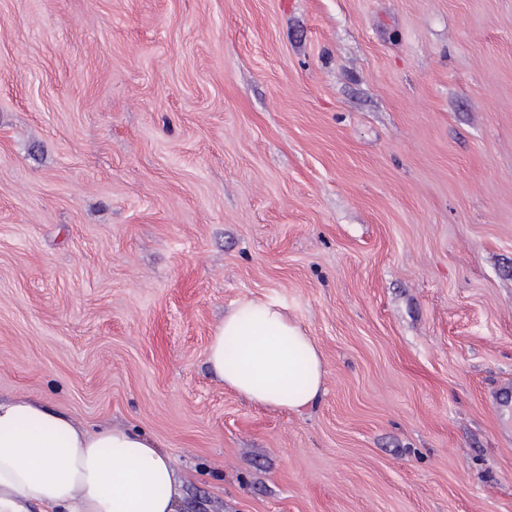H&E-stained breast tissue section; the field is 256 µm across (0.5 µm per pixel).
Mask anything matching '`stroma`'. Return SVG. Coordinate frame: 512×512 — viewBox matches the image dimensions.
I'll list each match as a JSON object with an SVG mask.
<instances>
[{"label":"stroma","mask_w":512,"mask_h":512,"mask_svg":"<svg viewBox=\"0 0 512 512\" xmlns=\"http://www.w3.org/2000/svg\"><path fill=\"white\" fill-rule=\"evenodd\" d=\"M245 298L315 406L213 375ZM0 397L179 512H512V0H0ZM237 341L235 358L226 343ZM207 364L224 385L259 406L301 412L323 392L317 345L275 300L244 299L224 315L208 346Z\"/></svg>","instance_id":"1"}]
</instances>
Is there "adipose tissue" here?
Listing matches in <instances>:
<instances>
[{
  "mask_svg": "<svg viewBox=\"0 0 512 512\" xmlns=\"http://www.w3.org/2000/svg\"><path fill=\"white\" fill-rule=\"evenodd\" d=\"M207 364L259 406L300 412L323 391L315 342L275 300L227 312ZM180 484L173 459L141 432L91 430L34 400H0V512H177Z\"/></svg>",
  "mask_w": 512,
  "mask_h": 512,
  "instance_id": "1",
  "label": "adipose tissue"
}]
</instances>
